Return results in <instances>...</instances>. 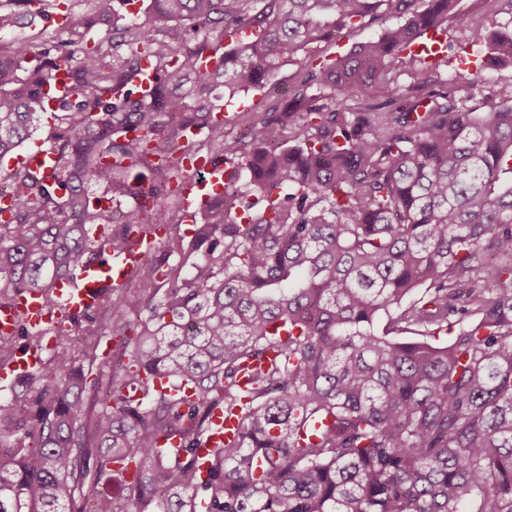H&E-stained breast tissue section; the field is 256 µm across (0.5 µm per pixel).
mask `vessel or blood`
<instances>
[{
	"mask_svg": "<svg viewBox=\"0 0 512 512\" xmlns=\"http://www.w3.org/2000/svg\"><path fill=\"white\" fill-rule=\"evenodd\" d=\"M55 156L52 149L36 145L25 155L20 156L21 164L29 169L51 173ZM188 166L200 169L205 178L200 182L187 184L183 189V208L188 217H195L199 208L224 191V172L222 168L197 158L187 161ZM156 246L155 238L149 237L139 241L133 250L121 254H106L99 262L82 267L76 278L56 282L54 294L59 300L57 309H49L36 292L21 294L11 305L0 307V332L16 333L19 326H27L31 330L47 329L57 326L64 315L83 312L94 306L101 298L104 290L120 285L146 258ZM42 362V351L34 346L21 348L7 369L0 371V382L8 383L18 380ZM211 422L213 432L207 445L211 448L223 446L225 439L233 436L236 424L227 418L222 409H215Z\"/></svg>",
	"mask_w": 512,
	"mask_h": 512,
	"instance_id": "b4317fda",
	"label": "vessel or blood"
}]
</instances>
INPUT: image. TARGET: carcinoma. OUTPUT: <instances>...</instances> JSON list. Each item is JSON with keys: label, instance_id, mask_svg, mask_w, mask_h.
Instances as JSON below:
<instances>
[{"label": "carcinoma", "instance_id": "cac0c4a2", "mask_svg": "<svg viewBox=\"0 0 512 512\" xmlns=\"http://www.w3.org/2000/svg\"><path fill=\"white\" fill-rule=\"evenodd\" d=\"M34 2L46 15L45 0H0V33ZM84 2L55 54L0 46V67L37 61L0 81V158L57 71L79 98L57 108L52 178L0 174L20 201L0 220V304L34 291L54 310L57 281L167 232L0 397V512H512V186L495 189L512 174V104L466 110L465 73L410 51L453 0H151L124 39L92 46L116 0ZM383 15L395 22L336 61L309 52ZM453 23L482 43L486 25ZM406 58L423 65L407 86ZM288 63L287 98L215 121ZM510 64L500 27L480 72ZM202 150L230 168L187 248L179 188ZM89 184L134 200L125 224ZM80 331L114 350L78 352ZM16 336L0 334L1 367ZM217 407L237 433L200 460Z\"/></svg>", "mask_w": 512, "mask_h": 512}]
</instances>
